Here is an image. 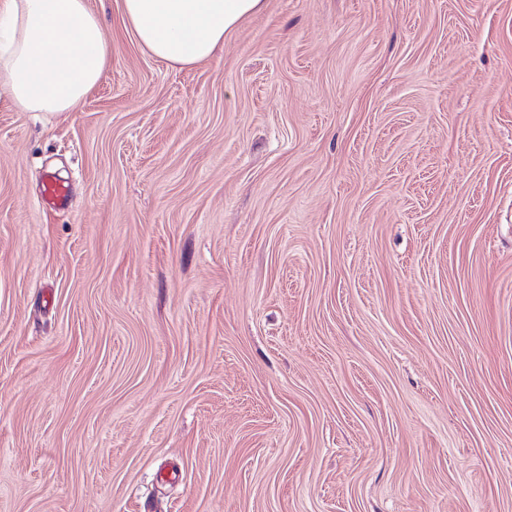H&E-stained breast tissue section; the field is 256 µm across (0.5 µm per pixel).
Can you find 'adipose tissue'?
I'll use <instances>...</instances> for the list:
<instances>
[{"label":"adipose tissue","mask_w":512,"mask_h":512,"mask_svg":"<svg viewBox=\"0 0 512 512\" xmlns=\"http://www.w3.org/2000/svg\"><path fill=\"white\" fill-rule=\"evenodd\" d=\"M265 0H120L122 21L148 52L190 66ZM112 59L87 0H0V95L20 112H72Z\"/></svg>","instance_id":"ef3b65f1"}]
</instances>
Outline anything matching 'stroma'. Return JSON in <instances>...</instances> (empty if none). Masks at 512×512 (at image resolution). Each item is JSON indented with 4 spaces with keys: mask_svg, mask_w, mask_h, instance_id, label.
<instances>
[{
    "mask_svg": "<svg viewBox=\"0 0 512 512\" xmlns=\"http://www.w3.org/2000/svg\"><path fill=\"white\" fill-rule=\"evenodd\" d=\"M88 2L85 103L0 96V512H512V0ZM266 0H121L122 21L148 52L190 66L212 57L224 36ZM68 197V187L64 183L52 177L46 179L42 198L45 206L62 209L67 205Z\"/></svg>",
    "mask_w": 512,
    "mask_h": 512,
    "instance_id": "stroma-1",
    "label": "stroma"
}]
</instances>
